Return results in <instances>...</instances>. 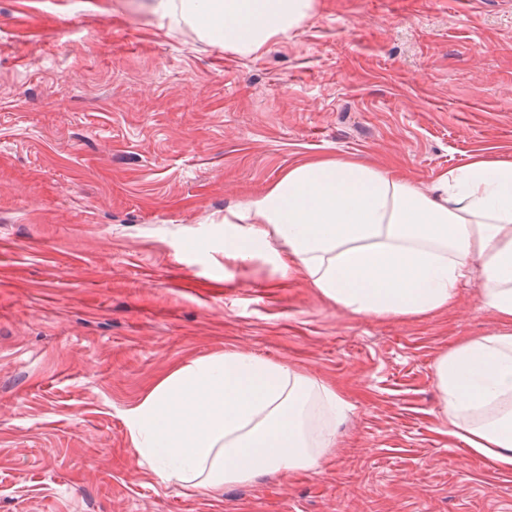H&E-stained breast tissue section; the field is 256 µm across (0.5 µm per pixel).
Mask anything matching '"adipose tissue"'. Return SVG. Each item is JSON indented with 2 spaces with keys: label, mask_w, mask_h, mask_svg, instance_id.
I'll return each instance as SVG.
<instances>
[{
  "label": "adipose tissue",
  "mask_w": 512,
  "mask_h": 512,
  "mask_svg": "<svg viewBox=\"0 0 512 512\" xmlns=\"http://www.w3.org/2000/svg\"><path fill=\"white\" fill-rule=\"evenodd\" d=\"M162 16L243 56L288 38L318 0H156ZM224 257L299 274L364 317L447 308L474 264L500 332L460 342L436 378L448 433L512 468V160L479 157L421 191L392 168L316 157L224 211ZM349 409L336 388L242 351L181 365L129 410L130 442L167 482L222 493L266 474L316 468L328 425Z\"/></svg>",
  "instance_id": "adipose-tissue-1"
}]
</instances>
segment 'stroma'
Wrapping results in <instances>:
<instances>
[{"label":"stroma","mask_w":512,"mask_h":512,"mask_svg":"<svg viewBox=\"0 0 512 512\" xmlns=\"http://www.w3.org/2000/svg\"><path fill=\"white\" fill-rule=\"evenodd\" d=\"M149 0H0V512H512L448 433L435 366L501 328L479 279L367 318L224 258V211L310 157L421 190L512 158V0H320L242 57ZM244 351L336 386L314 470L164 482L126 415L174 367Z\"/></svg>","instance_id":"stroma-1"}]
</instances>
